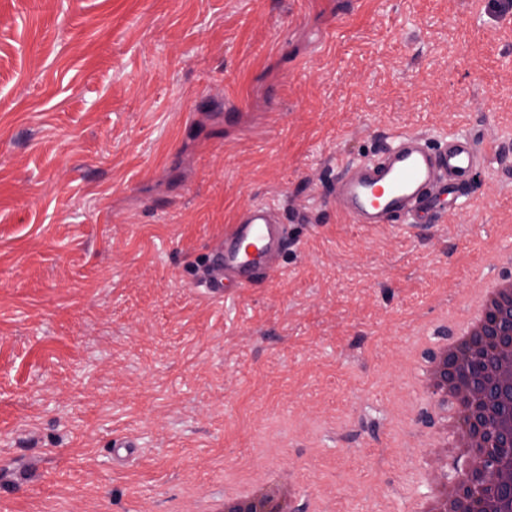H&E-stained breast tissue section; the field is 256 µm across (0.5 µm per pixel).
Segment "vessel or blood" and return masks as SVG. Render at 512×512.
<instances>
[{
    "instance_id": "obj_1",
    "label": "vessel or blood",
    "mask_w": 512,
    "mask_h": 512,
    "mask_svg": "<svg viewBox=\"0 0 512 512\" xmlns=\"http://www.w3.org/2000/svg\"><path fill=\"white\" fill-rule=\"evenodd\" d=\"M498 154L495 143H477L466 133L452 134L436 148L424 135L394 133L377 157L338 158L335 195L350 223L413 228L461 210L471 176ZM291 244L280 207L255 203L225 226L194 285L216 298L230 288H250L274 272Z\"/></svg>"
}]
</instances>
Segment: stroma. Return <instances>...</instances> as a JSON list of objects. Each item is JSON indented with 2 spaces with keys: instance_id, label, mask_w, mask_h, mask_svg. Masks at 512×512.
<instances>
[{
  "instance_id": "obj_1",
  "label": "stroma",
  "mask_w": 512,
  "mask_h": 512,
  "mask_svg": "<svg viewBox=\"0 0 512 512\" xmlns=\"http://www.w3.org/2000/svg\"><path fill=\"white\" fill-rule=\"evenodd\" d=\"M335 43L322 47L327 32ZM241 104L226 116L225 92ZM467 131L457 212L349 223L337 155ZM281 205L272 283L192 285ZM512 253V7L500 0H0V512H422L432 411L406 356ZM138 445L118 467L113 438ZM225 512H287L279 498L271 493H263L246 503L238 504L237 508L226 509Z\"/></svg>"
}]
</instances>
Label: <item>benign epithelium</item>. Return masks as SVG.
I'll return each mask as SVG.
<instances>
[{"label":"benign epithelium","instance_id":"benign-epithelium-1","mask_svg":"<svg viewBox=\"0 0 512 512\" xmlns=\"http://www.w3.org/2000/svg\"><path fill=\"white\" fill-rule=\"evenodd\" d=\"M434 382L453 398L455 425L466 434L463 447L479 449L466 460L471 482L459 487L446 512H490L484 486L512 497V469L489 467L497 449L512 448V424L495 419L500 398H512V300L497 306L481 331L441 357ZM225 512L287 510L275 495L263 493Z\"/></svg>","mask_w":512,"mask_h":512}]
</instances>
